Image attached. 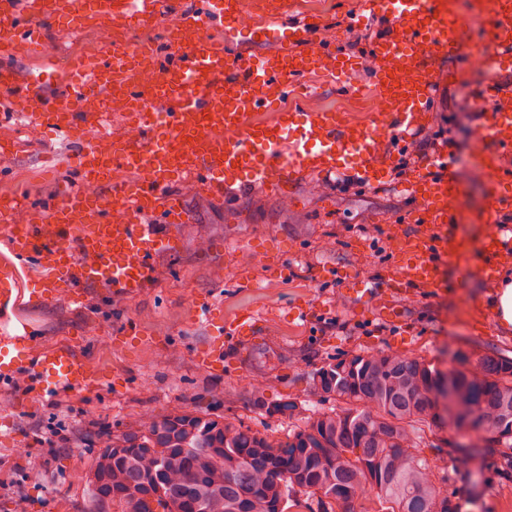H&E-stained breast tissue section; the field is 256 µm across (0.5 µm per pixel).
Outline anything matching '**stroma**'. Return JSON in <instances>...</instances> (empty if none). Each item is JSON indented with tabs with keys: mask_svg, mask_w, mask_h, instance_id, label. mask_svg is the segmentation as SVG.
I'll use <instances>...</instances> for the list:
<instances>
[{
	"mask_svg": "<svg viewBox=\"0 0 512 512\" xmlns=\"http://www.w3.org/2000/svg\"><path fill=\"white\" fill-rule=\"evenodd\" d=\"M325 3L321 38L336 54L359 60L346 81L367 93V51L386 24H347L358 0ZM489 23L466 17L465 52L432 61L440 78L430 120L407 149L419 163L436 145L448 148L450 174L461 188L448 228L454 256L435 257L433 283L394 297L393 318L376 317L354 292L363 283L404 277L409 239L430 232L402 223L419 202L405 191V178L393 173L361 195L337 192L335 179L315 174L300 175L285 192L252 185L220 200L181 183L176 192L186 220L176 231L182 249L160 257L154 285L134 297L88 285L82 306L62 294L43 300L35 292L38 268L17 264L12 300L0 308V338L42 351L71 344L105 382L92 391L43 396L24 379L0 378V422L14 435L0 441V512H91L85 478L105 440L162 414L193 412L286 435L327 408L315 373L329 362L385 351L424 358L445 374L473 370L486 353L512 360V327L501 326L489 308L501 263L487 261L483 250L492 230L511 235L512 223L497 226L488 218L490 178L474 161L472 138L492 104L485 89L512 84V73L469 66ZM101 35L96 25L47 31L59 66L91 52ZM304 82L311 88L309 109L340 110L348 122H369L365 105L346 107L337 77L314 73ZM1 137L17 149L0 159V196L44 207L66 189L56 168L77 151L76 143L30 133L20 122L0 124ZM488 266L494 269L489 276ZM207 302L225 322L249 312L259 323L255 339L225 340L220 371L196 361L209 342L199 315ZM133 327L139 339H129ZM285 403L293 411L280 413ZM480 442L471 428L448 421L425 432L420 452L436 478L447 482L458 512H512V483L491 468L499 451L472 453Z\"/></svg>",
	"mask_w": 512,
	"mask_h": 512,
	"instance_id": "1",
	"label": "stroma"
}]
</instances>
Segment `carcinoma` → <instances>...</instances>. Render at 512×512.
<instances>
[{"instance_id":"carcinoma-1","label":"carcinoma","mask_w":512,"mask_h":512,"mask_svg":"<svg viewBox=\"0 0 512 512\" xmlns=\"http://www.w3.org/2000/svg\"><path fill=\"white\" fill-rule=\"evenodd\" d=\"M483 380L441 374L420 357L381 351L320 367L336 401L286 437L188 413L164 414L112 437L88 477L93 512H308L375 497L381 512H453L448 490L418 454L421 426L450 417L501 449L512 479V361L483 356ZM112 454V472L102 459Z\"/></svg>"}]
</instances>
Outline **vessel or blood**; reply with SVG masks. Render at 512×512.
I'll return each mask as SVG.
<instances>
[{
  "mask_svg": "<svg viewBox=\"0 0 512 512\" xmlns=\"http://www.w3.org/2000/svg\"><path fill=\"white\" fill-rule=\"evenodd\" d=\"M169 0H0V58L15 54L17 45L46 50V24L71 26L94 17L121 18L151 24L167 12ZM247 0H191L179 13L169 37L172 60L156 63L153 83L128 80L142 51L133 43H108L57 74L67 90L50 101L41 85L18 81L9 67L0 68V122L23 117L31 128L52 131L76 142L70 160L78 184L44 209L24 210L20 199L0 202V223L7 226L14 253L42 270L39 293L46 298L67 294L83 302V288L103 284L113 294L137 295L157 277L158 257L180 251L175 228L183 221L173 186L190 179L210 195L246 185L287 188L300 174L323 177L349 174L354 180L381 185L388 169L377 155L381 138L405 145L429 118L437 77L430 57L458 54L461 21L454 0H361L350 16L353 25L389 17L388 32L369 47L370 82L389 102L365 127L345 123L339 114L315 112L304 106L308 92L302 82L314 68L342 73L356 62L339 57L322 42L324 20L305 12L300 0H277L273 25L243 28ZM487 42L493 48L487 64L512 70V0H491ZM223 24L224 37L208 30ZM253 43H274L271 53L242 54L234 45L240 32ZM137 129L133 138L106 133L114 99ZM276 112L271 123L254 119L258 112ZM477 164L491 177V212H512V172L499 160L512 155V94L499 92L477 128ZM432 171L418 173L410 185L420 205L403 216L406 224H427L444 230L455 220L451 200L456 185L448 172V154L439 151ZM25 223H17L19 211ZM164 215L161 224L154 215ZM446 241L413 239L406 262L407 280H431L432 257L445 251ZM391 295L376 288L360 291L363 303L390 315ZM200 312L215 334L199 355L201 366L224 367V339L253 338L258 322L242 315L225 324L211 306ZM25 374L48 389H90L99 376L72 347L27 350L10 355L0 342V375Z\"/></svg>",
  "mask_w": 512,
  "mask_h": 512,
  "instance_id": "obj_1",
  "label": "vessel or blood"
}]
</instances>
